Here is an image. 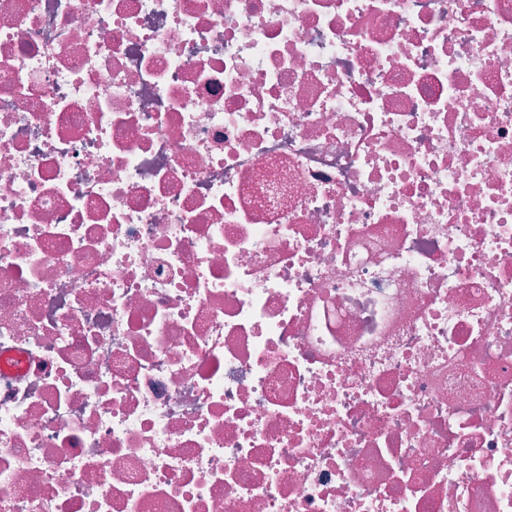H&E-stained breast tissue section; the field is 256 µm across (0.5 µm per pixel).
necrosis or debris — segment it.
<instances>
[{
    "mask_svg": "<svg viewBox=\"0 0 512 512\" xmlns=\"http://www.w3.org/2000/svg\"><path fill=\"white\" fill-rule=\"evenodd\" d=\"M0 512H512V0H0Z\"/></svg>",
    "mask_w": 512,
    "mask_h": 512,
    "instance_id": "necrosis-or-debris-1",
    "label": "necrosis or debris"
}]
</instances>
